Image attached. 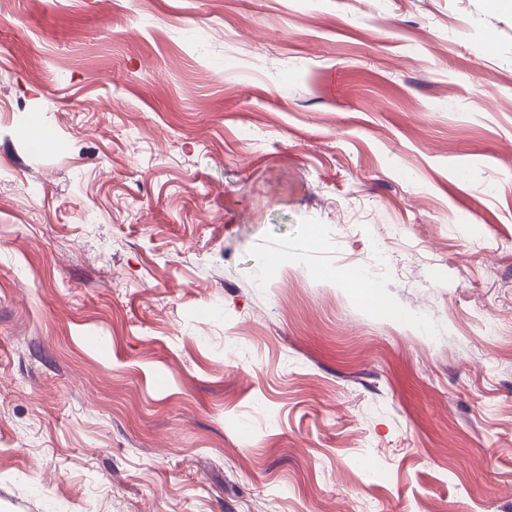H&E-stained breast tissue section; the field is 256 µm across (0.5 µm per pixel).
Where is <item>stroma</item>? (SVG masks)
<instances>
[{"label": "stroma", "instance_id": "stroma-1", "mask_svg": "<svg viewBox=\"0 0 512 512\" xmlns=\"http://www.w3.org/2000/svg\"><path fill=\"white\" fill-rule=\"evenodd\" d=\"M0 512H512V10L0 0Z\"/></svg>", "mask_w": 512, "mask_h": 512}]
</instances>
